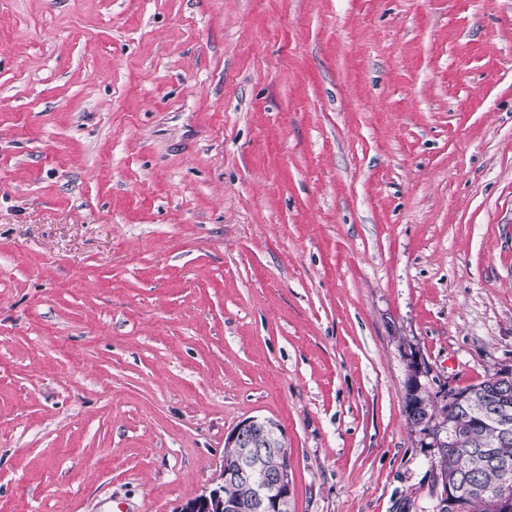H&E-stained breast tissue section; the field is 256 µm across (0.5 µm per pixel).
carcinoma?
I'll use <instances>...</instances> for the list:
<instances>
[{
    "mask_svg": "<svg viewBox=\"0 0 512 512\" xmlns=\"http://www.w3.org/2000/svg\"><path fill=\"white\" fill-rule=\"evenodd\" d=\"M460 399L454 409L440 406L422 390L414 400L426 408V425L441 434L435 468L437 475L459 485L466 498V512H495L493 496L506 488L512 491V432L502 433L500 412L512 424V387L502 388L493 377L454 393ZM260 447L267 452L248 457L240 448L224 449L227 466L243 464L251 483L261 484L265 473L288 458L287 442L270 432ZM226 492L236 495L240 512H255L252 490L240 486Z\"/></svg>",
    "mask_w": 512,
    "mask_h": 512,
    "instance_id": "1",
    "label": "carcinoma"
}]
</instances>
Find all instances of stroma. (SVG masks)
<instances>
[{"label": "stroma", "instance_id": "1", "mask_svg": "<svg viewBox=\"0 0 512 512\" xmlns=\"http://www.w3.org/2000/svg\"><path fill=\"white\" fill-rule=\"evenodd\" d=\"M414 359L512 368V0H0V512H175L251 416L293 512H434Z\"/></svg>", "mask_w": 512, "mask_h": 512}]
</instances>
